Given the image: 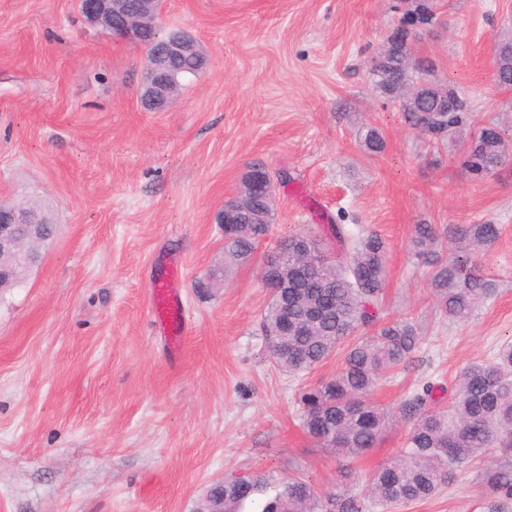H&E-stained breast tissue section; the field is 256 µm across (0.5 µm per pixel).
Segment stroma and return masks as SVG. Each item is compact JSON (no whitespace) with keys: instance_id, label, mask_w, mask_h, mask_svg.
Returning a JSON list of instances; mask_svg holds the SVG:
<instances>
[{"instance_id":"35a3bbf8","label":"stroma","mask_w":512,"mask_h":512,"mask_svg":"<svg viewBox=\"0 0 512 512\" xmlns=\"http://www.w3.org/2000/svg\"><path fill=\"white\" fill-rule=\"evenodd\" d=\"M417 52L453 82L476 122L512 136V89L492 78L512 41V0H434ZM412 0H164L162 31L195 37L207 64L159 112L140 106L146 51L87 23L77 0H0V199L34 198L57 224L27 282L0 295V512H194L226 476L294 475L319 496L336 460L300 427L302 390L336 375L339 357L298 377L261 332L266 254L330 219L388 247L381 320L407 319L420 344L373 398L399 411L423 384L450 402L470 363L512 343V168L466 176L424 147L382 97L372 58ZM377 127L381 153L360 144ZM276 174L274 222L254 259L197 281L224 258L216 216L248 166ZM492 222L484 257L498 290L474 319L443 317L413 225ZM182 263L187 339L172 352L153 321L164 262ZM406 422L356 462L364 497L377 465L399 454ZM493 463L481 459L402 512H486Z\"/></svg>"}]
</instances>
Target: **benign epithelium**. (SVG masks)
Wrapping results in <instances>:
<instances>
[{
  "instance_id": "obj_1",
  "label": "benign epithelium",
  "mask_w": 512,
  "mask_h": 512,
  "mask_svg": "<svg viewBox=\"0 0 512 512\" xmlns=\"http://www.w3.org/2000/svg\"><path fill=\"white\" fill-rule=\"evenodd\" d=\"M79 11L89 24L116 39L138 42L147 48L146 84L140 100L144 109L159 110L176 99L182 76L172 67L178 59L206 64L196 39L183 33L159 45L153 35L161 12L160 0H78ZM266 168L250 167L237 192L235 207L250 211L258 172ZM45 220L33 209L0 200V282L15 280L17 267L31 271L41 258L44 244L41 224Z\"/></svg>"
}]
</instances>
